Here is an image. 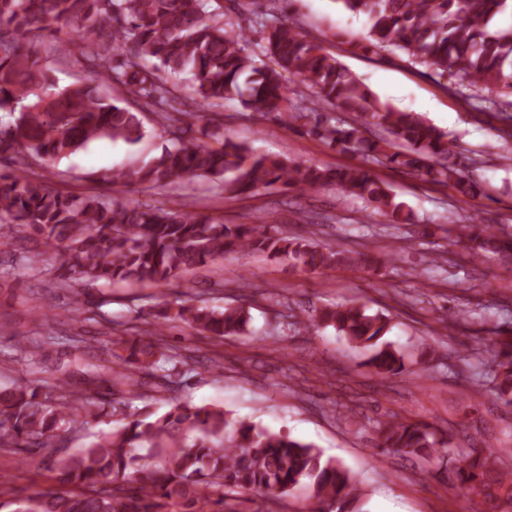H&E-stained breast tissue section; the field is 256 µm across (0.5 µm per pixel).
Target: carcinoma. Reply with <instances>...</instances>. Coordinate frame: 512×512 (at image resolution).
<instances>
[{
  "mask_svg": "<svg viewBox=\"0 0 512 512\" xmlns=\"http://www.w3.org/2000/svg\"><path fill=\"white\" fill-rule=\"evenodd\" d=\"M211 0H0V159L17 167L0 171V225L27 228L65 256L59 281L71 289L102 282L167 284L227 255L267 252L310 271L370 269V253L316 245L269 227L226 224L178 201L172 207L138 201L110 204L95 195L49 188L34 163L73 154L97 139L139 141L140 114L154 112L171 146L145 164L118 168L115 187L154 189L188 176L224 182L238 198L280 184L300 191L334 186L389 219L408 224L411 213L367 166L324 167L286 155L254 154L224 136L227 100L262 114L295 112L310 120L309 133L366 162L441 180L466 197L484 189L471 175L477 161L464 157L446 133L416 112L381 102L335 57L322 52L300 26L259 14L262 42L242 25L224 21ZM369 20L356 43L366 53L399 51L438 75L463 77L476 90L512 96V25L489 27L512 0H340ZM69 28L59 51L85 59L90 78L59 87L37 39ZM186 75L190 93L172 75ZM312 90L310 104L293 103L289 81ZM332 112L349 115L336 121ZM378 128L386 136L368 139ZM448 240L481 262L512 253V241L474 216L454 220ZM177 320L222 341L246 332L240 306L214 308L185 300L161 327ZM306 332L331 328L369 353L379 375L404 369L403 356L381 339L389 321L358 306L326 309L300 323ZM490 383L512 405V331L482 338ZM192 369L158 333L137 331L111 341L104 364L86 379L108 383L96 398L81 396L69 371L58 368L40 385L0 386V448L42 456L53 486L25 498L0 482V512H259L255 498L274 504L307 484L318 512H363L366 493L339 461L284 432L232 423L224 410L174 397ZM167 395L156 416L128 412L132 396ZM120 425L74 451L63 433L102 416ZM377 449L415 456L438 467L452 460L448 441L426 423L396 415L378 425ZM477 512H512V469L490 448L472 450L454 471Z\"/></svg>",
  "mask_w": 512,
  "mask_h": 512,
  "instance_id": "obj_1",
  "label": "carcinoma"
}]
</instances>
